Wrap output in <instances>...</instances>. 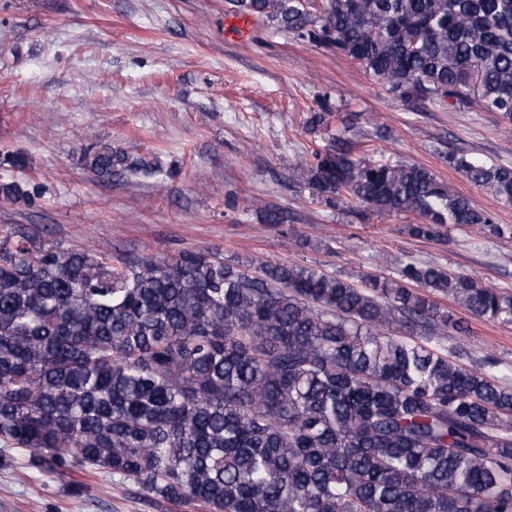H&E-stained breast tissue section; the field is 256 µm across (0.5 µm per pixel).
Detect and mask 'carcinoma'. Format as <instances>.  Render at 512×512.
<instances>
[{
  "instance_id": "1",
  "label": "carcinoma",
  "mask_w": 512,
  "mask_h": 512,
  "mask_svg": "<svg viewBox=\"0 0 512 512\" xmlns=\"http://www.w3.org/2000/svg\"><path fill=\"white\" fill-rule=\"evenodd\" d=\"M227 4L352 59L422 109L476 105L512 123V0ZM329 115L319 104L306 129ZM312 156L315 193L411 212L415 238L449 224L505 233L423 166L367 159L340 136ZM84 158L101 177L152 169L109 146ZM447 159L512 205V168ZM28 196L0 184L5 201ZM459 308L512 324V294L411 257L356 283L206 249L64 248L0 227V440L39 473L119 476L204 512H512V381L496 356L470 355Z\"/></svg>"
}]
</instances>
